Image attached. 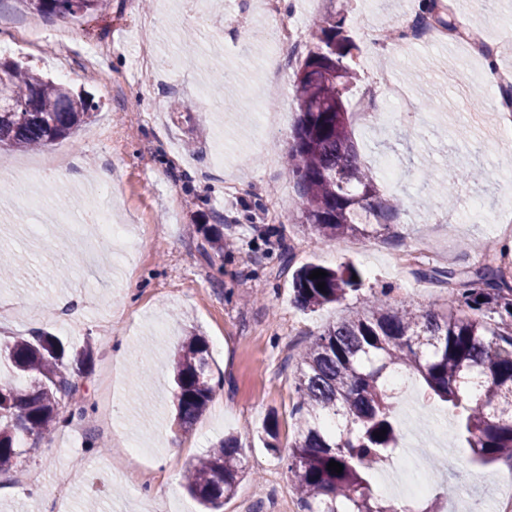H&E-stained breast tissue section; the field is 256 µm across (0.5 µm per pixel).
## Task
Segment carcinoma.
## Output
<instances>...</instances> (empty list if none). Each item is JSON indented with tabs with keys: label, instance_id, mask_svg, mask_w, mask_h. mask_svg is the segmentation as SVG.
Segmentation results:
<instances>
[{
	"label": "carcinoma",
	"instance_id": "1",
	"mask_svg": "<svg viewBox=\"0 0 512 512\" xmlns=\"http://www.w3.org/2000/svg\"><path fill=\"white\" fill-rule=\"evenodd\" d=\"M33 11L61 18L98 10L103 0H22ZM345 19L329 15L312 32V46L294 71L297 124L287 174L300 187L301 223L321 240L371 236L391 223L403 200L380 193L378 177L362 161L353 138L350 96L357 78L348 56ZM35 100L37 111L16 106ZM90 101L66 85L14 60H0V147L45 148L70 136L92 116ZM452 180L439 199L451 201L456 184L476 179L448 162ZM200 250L224 256V232L208 228ZM506 249H488L473 270L432 268L422 276L454 290L458 309L446 314L394 308L378 296L325 327L300 354L295 380V433L288 472L303 512H391L375 494L372 471L395 456L398 399L387 386L393 369L455 412V437L473 459L512 463V283L502 261ZM306 265L292 276L295 302L314 310L357 292L362 276L351 265ZM357 280H352V277ZM325 283L324 290L318 284ZM8 375L0 376V475L10 473L22 445L35 449L52 429L83 409L72 377L80 376L91 349L67 347L47 333L0 346ZM177 420L192 425L216 387L209 347L185 337L172 360ZM384 430L383 439L375 433ZM343 466L337 474L330 461ZM246 467L239 439L228 436L189 469L184 487L205 512H220Z\"/></svg>",
	"mask_w": 512,
	"mask_h": 512
}]
</instances>
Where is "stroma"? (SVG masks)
<instances>
[{
  "mask_svg": "<svg viewBox=\"0 0 512 512\" xmlns=\"http://www.w3.org/2000/svg\"><path fill=\"white\" fill-rule=\"evenodd\" d=\"M422 9V0H279L280 16L303 30L307 48L315 20L336 14L353 42L358 72L352 103L372 116L351 124L359 151L370 166L393 159L400 181L380 179L382 194L405 201L399 216L377 237L316 239L302 225L298 188L284 173L297 120L294 64L286 51L247 43L245 35L267 25L261 0H108L92 16L45 17L37 44L24 43L21 25L31 18L18 0H0V43L12 44L9 59L21 60L57 78L98 105L80 130L39 150L1 151L0 166L76 152L62 179L32 180L45 197L40 210H21L12 184L0 187V255H23L31 277L0 283V342L40 331L75 344L91 343L88 375L77 378L83 417L59 428L51 440L20 456L0 476V512H31L21 485L36 478L44 512H197L181 482L185 470L230 432L237 433L249 472L223 512H280L289 502L303 512L288 473L297 401L296 353L327 325L355 309L360 295L387 290L391 305L447 312L453 299L441 284L420 278L419 269H472L479 258L465 248L479 239L512 242L492 217L512 222V184L493 179L496 166L512 164L497 141L494 113L479 111L468 94L483 87L482 64L466 50L430 39L373 40V32L400 28ZM447 23L463 22L473 39L491 42L501 22L512 21V0H494L478 10L472 0H454L439 10ZM157 30L154 54L180 56L164 82L144 74L136 62L139 29ZM65 26L71 50L60 55L54 32ZM194 35V62L183 61V38ZM101 47L95 72L84 54ZM228 80L214 88L218 73ZM395 80L426 114L415 122L392 111L386 80ZM276 100L281 124L265 128L258 102ZM481 170L477 181L460 184L454 208H442L422 179L448 176L449 160ZM110 181L99 182V172ZM63 191L66 211L50 196ZM107 200L116 222L125 224L129 246L115 258L106 243L82 260L54 229L61 215L91 237L96 227L82 214ZM234 216L224 226L220 260L199 252L204 226ZM306 263L334 268L347 263L363 274L360 292L314 311L294 303L291 274ZM70 267L66 281L58 264ZM209 344L215 377L223 378L206 413L190 428L176 421L171 359L185 336ZM130 350L149 361L136 374L121 358ZM402 433L419 437L424 462L407 473L422 482L440 512H453L458 490L468 489L479 512H491L501 490L485 477L512 469L499 460L474 463L465 443L451 437L446 404L414 394L399 403ZM278 423L275 450L263 444L270 421ZM177 447H167L168 437Z\"/></svg>",
  "mask_w": 512,
  "mask_h": 512,
  "instance_id": "35a3bbf8",
  "label": "stroma"
}]
</instances>
